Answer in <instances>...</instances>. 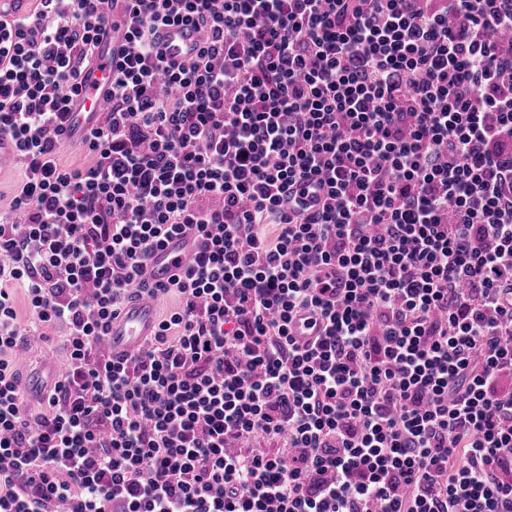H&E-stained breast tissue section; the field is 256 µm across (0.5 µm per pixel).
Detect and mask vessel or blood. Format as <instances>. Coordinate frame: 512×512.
<instances>
[{
    "label": "vessel or blood",
    "instance_id": "obj_1",
    "mask_svg": "<svg viewBox=\"0 0 512 512\" xmlns=\"http://www.w3.org/2000/svg\"><path fill=\"white\" fill-rule=\"evenodd\" d=\"M110 13L111 18L100 36L96 59L80 75L82 93L71 107L77 120L65 133L66 138L72 142L80 141L82 135L96 125L101 112L110 104V75L113 66L120 62L126 47L121 4H113ZM200 41V33L192 26L173 25L162 31L160 48L168 59L181 61L196 53ZM191 248L190 239L170 241L148 259L149 277L165 281L178 275V263L185 259ZM156 324L152 298L147 295L141 296L113 320L104 340V347L112 358H123L136 351L147 336L154 334ZM54 376L55 370L49 365L32 372L25 383L27 393L38 396L44 394Z\"/></svg>",
    "mask_w": 512,
    "mask_h": 512
}]
</instances>
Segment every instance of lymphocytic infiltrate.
I'll return each mask as SVG.
<instances>
[{
  "label": "lymphocytic infiltrate",
  "mask_w": 512,
  "mask_h": 512,
  "mask_svg": "<svg viewBox=\"0 0 512 512\" xmlns=\"http://www.w3.org/2000/svg\"><path fill=\"white\" fill-rule=\"evenodd\" d=\"M108 2L0 17L24 169L0 210V512H512V0H123L111 104L65 169ZM179 24L204 38L174 63ZM19 288L65 331L33 407ZM171 293L137 352L102 354ZM200 41V33L192 26L173 25L161 32L160 49L168 59L181 61L196 53ZM189 237L170 241L164 248L154 253L147 261V272L151 279L166 281L179 274L178 261H183L191 251ZM154 303L155 309L152 298L143 295L112 321L104 340V347L112 359L133 353L147 336H153L157 319L172 309L176 300L172 296H164L155 299Z\"/></svg>",
  "instance_id": "lymphocytic-infiltrate-1"
}]
</instances>
